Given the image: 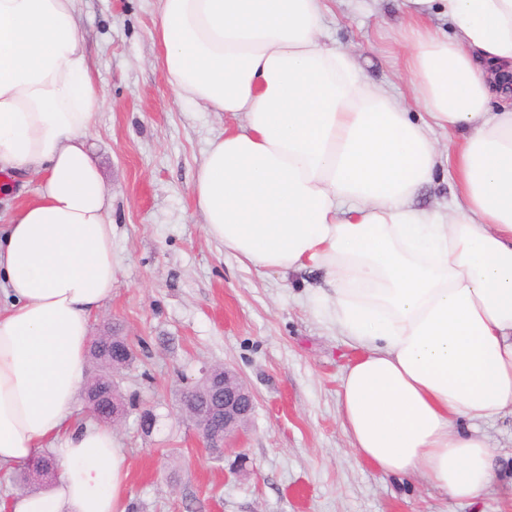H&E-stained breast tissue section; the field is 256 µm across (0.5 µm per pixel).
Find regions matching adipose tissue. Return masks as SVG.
<instances>
[{"label": "adipose tissue", "mask_w": 512, "mask_h": 512, "mask_svg": "<svg viewBox=\"0 0 512 512\" xmlns=\"http://www.w3.org/2000/svg\"><path fill=\"white\" fill-rule=\"evenodd\" d=\"M76 0H0V190L41 188L0 234V468L40 451L61 468L11 512H121L111 427L74 422L90 326L112 296V196L87 144L103 104ZM334 0H159L151 32L176 97L235 117L194 194L209 236L254 267L324 273L331 321L359 351L341 426L392 475L471 501L494 447L462 421L512 413V106L494 112L490 63L512 65V0H411V120L354 56L321 39ZM450 134L439 154L431 134ZM447 163V212L410 206Z\"/></svg>", "instance_id": "obj_1"}]
</instances>
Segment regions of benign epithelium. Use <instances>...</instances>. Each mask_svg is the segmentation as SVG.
I'll return each mask as SVG.
<instances>
[{
	"label": "benign epithelium",
	"mask_w": 512,
	"mask_h": 512,
	"mask_svg": "<svg viewBox=\"0 0 512 512\" xmlns=\"http://www.w3.org/2000/svg\"><path fill=\"white\" fill-rule=\"evenodd\" d=\"M204 376L211 378L204 403L184 398L181 411L195 423L205 447L221 456L226 442L240 431L241 424L251 415L254 398L240 377L231 370L226 369L216 377L208 370ZM88 405L93 414L107 416L111 424L117 423L122 416V409L115 406L109 409L99 398H89Z\"/></svg>",
	"instance_id": "benign-epithelium-1"
}]
</instances>
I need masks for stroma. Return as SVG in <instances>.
I'll list each match as a JSON object with an SVG mask.
<instances>
[{
    "mask_svg": "<svg viewBox=\"0 0 512 512\" xmlns=\"http://www.w3.org/2000/svg\"><path fill=\"white\" fill-rule=\"evenodd\" d=\"M158 0H76L78 34L104 97L90 144L112 196V297L92 335L134 347L113 373L129 408L124 512H512V416L476 422L497 450V476L455 501L421 475H387L341 427L339 384L353 349L317 298L318 271L281 274L241 262L205 231L196 170L223 114L170 90L151 32ZM404 0H338L326 41L356 57L370 84L416 111L401 65ZM238 373L254 411L223 457L201 448L180 411L205 370ZM159 419L152 432L140 414Z\"/></svg>",
    "mask_w": 512,
    "mask_h": 512,
    "instance_id": "1",
    "label": "stroma"
}]
</instances>
